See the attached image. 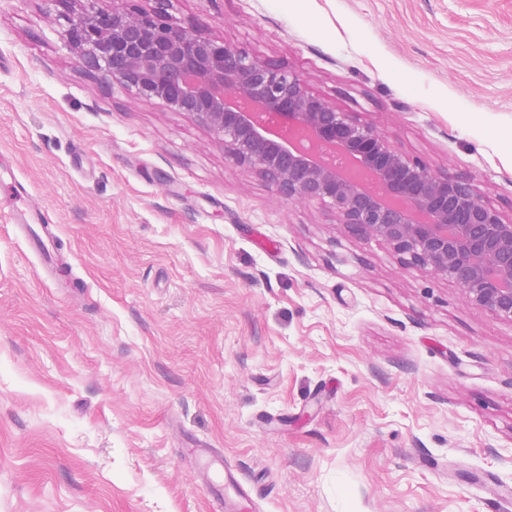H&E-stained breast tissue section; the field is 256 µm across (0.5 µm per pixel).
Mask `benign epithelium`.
<instances>
[{"instance_id":"benign-epithelium-1","label":"benign epithelium","mask_w":512,"mask_h":512,"mask_svg":"<svg viewBox=\"0 0 512 512\" xmlns=\"http://www.w3.org/2000/svg\"><path fill=\"white\" fill-rule=\"evenodd\" d=\"M52 2L98 80L191 116L282 197L323 205L349 235L387 243L404 263L453 280L467 303L512 320V218L470 181L407 156L287 66L174 20L170 0ZM331 153L371 183L342 173Z\"/></svg>"}]
</instances>
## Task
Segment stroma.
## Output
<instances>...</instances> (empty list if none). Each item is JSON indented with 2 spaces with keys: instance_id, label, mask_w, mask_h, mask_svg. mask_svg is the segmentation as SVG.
<instances>
[{
  "instance_id": "35a3bbf8",
  "label": "stroma",
  "mask_w": 512,
  "mask_h": 512,
  "mask_svg": "<svg viewBox=\"0 0 512 512\" xmlns=\"http://www.w3.org/2000/svg\"><path fill=\"white\" fill-rule=\"evenodd\" d=\"M512 216V0H172ZM0 0V512H512V321L86 74ZM24 189L17 191L15 199L7 204L8 211L11 214V220L15 226L21 231H24L28 237L29 243L32 245L40 246L42 238L39 233L32 227L30 223H39L41 229L45 232L48 229L50 221L48 215L44 210L33 209L29 207H22L18 202L23 198ZM194 453L198 459L200 477L207 480L219 493L225 511L235 510L239 502L251 499L250 491L238 482L235 471L224 464V455L221 452L209 448H198ZM229 490L234 493L236 499L227 502Z\"/></svg>"
}]
</instances>
